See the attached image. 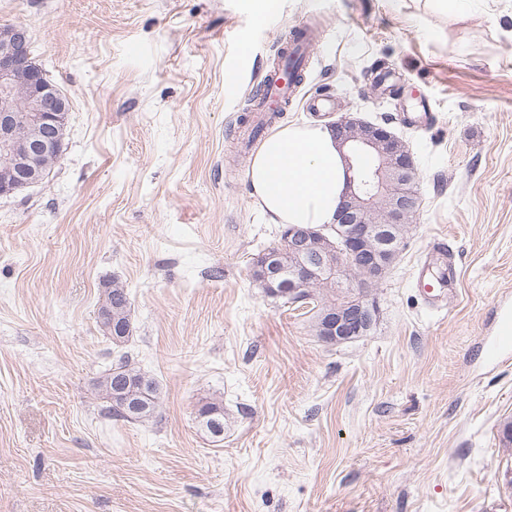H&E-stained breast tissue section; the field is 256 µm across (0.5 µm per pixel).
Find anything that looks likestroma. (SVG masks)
<instances>
[{
  "label": "stroma",
  "mask_w": 512,
  "mask_h": 512,
  "mask_svg": "<svg viewBox=\"0 0 512 512\" xmlns=\"http://www.w3.org/2000/svg\"><path fill=\"white\" fill-rule=\"evenodd\" d=\"M278 3L0 0L71 100L48 180L0 197V512H512V356L485 355L512 304V0ZM310 18L324 39L281 124L387 125L417 171L376 324L341 345L253 281L282 227L238 143L267 60ZM317 94L329 112L306 110ZM436 243L458 270L440 312L416 283ZM114 281L122 346L98 316ZM124 354L161 386L145 423L100 413ZM100 308L108 307L112 312V326L115 330L107 327V324L100 320L101 327L106 335L112 339L113 343L120 344L128 341L132 330L130 321V298L124 285L118 282L109 283L103 290L100 300ZM117 327H121L122 335L117 332ZM202 425L213 438L224 439V406L215 402H207L198 410Z\"/></svg>",
  "instance_id": "obj_1"
}]
</instances>
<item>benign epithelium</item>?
Listing matches in <instances>:
<instances>
[{
	"label": "benign epithelium",
	"mask_w": 512,
	"mask_h": 512,
	"mask_svg": "<svg viewBox=\"0 0 512 512\" xmlns=\"http://www.w3.org/2000/svg\"><path fill=\"white\" fill-rule=\"evenodd\" d=\"M69 98L35 63L28 29L0 26V197L48 179L58 164L68 124ZM348 149L347 192L336 209L335 251L318 254L316 230H282L295 266L282 283L278 256L268 253L261 276L270 293L301 301L324 272L336 279L343 300L321 313L324 340L344 344L365 336L377 312L371 285L380 281L398 250L393 229L409 223L419 206L410 152L387 128L361 121L334 126Z\"/></svg>",
	"instance_id": "1"
}]
</instances>
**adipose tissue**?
<instances>
[{"mask_svg": "<svg viewBox=\"0 0 512 512\" xmlns=\"http://www.w3.org/2000/svg\"><path fill=\"white\" fill-rule=\"evenodd\" d=\"M247 178L271 223H332L345 189L346 167L331 127L276 128L256 150Z\"/></svg>", "mask_w": 512, "mask_h": 512, "instance_id": "adipose-tissue-1", "label": "adipose tissue"}]
</instances>
